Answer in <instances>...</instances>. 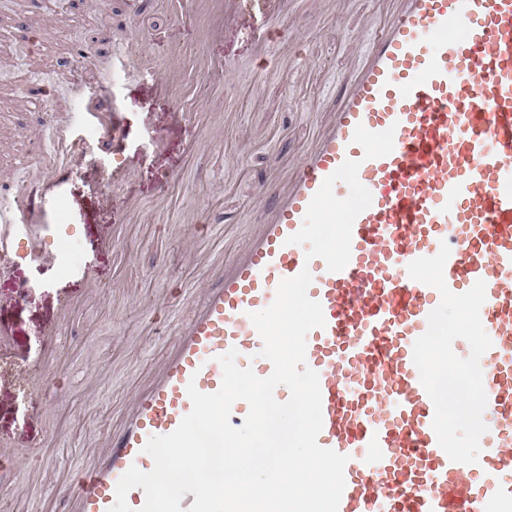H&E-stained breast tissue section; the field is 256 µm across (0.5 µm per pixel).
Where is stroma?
Returning a JSON list of instances; mask_svg holds the SVG:
<instances>
[{"label": "stroma", "mask_w": 512, "mask_h": 512, "mask_svg": "<svg viewBox=\"0 0 512 512\" xmlns=\"http://www.w3.org/2000/svg\"><path fill=\"white\" fill-rule=\"evenodd\" d=\"M386 9L382 0H349L337 20L309 13L299 0V29L276 34L278 48L263 75L245 19L204 43L203 19L176 13L170 0H0V29L9 35L0 44V175L10 177L0 196L23 190L35 198L24 171L39 159L31 129L51 140L52 114L83 111L55 71L79 41L92 56L79 62L78 82L106 85L116 112L111 137L86 128L81 147L107 171L116 160L112 144L121 142L118 160L130 174L108 196L92 190L88 174L72 176L50 218L68 225L69 237L47 240L44 254L0 270V349L45 379L32 393L14 374L0 373V512H54L47 491L90 461L106 427L160 362L169 312L190 311L184 289L203 268L187 256L185 236L210 224L231 225L224 236L229 251L259 223L253 198L272 158L294 157L310 124L331 111L366 29L376 27ZM132 37L160 65L171 47L183 48L187 107L226 113L217 134L205 140L193 122H172L175 101L134 66L104 78L115 45ZM288 46L315 59L314 71L289 66ZM204 58L224 62L227 70L200 92ZM31 79L50 89L46 111L34 110L22 93ZM197 138L201 153L186 159V142ZM179 170L185 177L173 187L176 205L161 207L157 189ZM214 180L225 186L218 198L209 188ZM130 195L145 219L128 225L119 251H108L104 242L113 224L124 221ZM21 281L30 290L20 298L15 286Z\"/></svg>", "instance_id": "1"}]
</instances>
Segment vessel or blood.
Segmentation results:
<instances>
[{"instance_id":"b4317fda","label":"vessel or blood","mask_w":512,"mask_h":512,"mask_svg":"<svg viewBox=\"0 0 512 512\" xmlns=\"http://www.w3.org/2000/svg\"><path fill=\"white\" fill-rule=\"evenodd\" d=\"M211 17L202 40L225 22L260 14L293 28L288 0H173ZM148 75L180 96L178 65ZM394 129L391 154L365 159L357 125ZM73 123L56 125L55 148L34 180L46 201L86 162ZM347 159L360 161L371 206L354 221L351 258L331 272L322 258L286 239L304 223L323 180ZM273 191H258L264 213L244 245L194 281L188 318L175 321L168 355L145 389L127 402L91 464L54 493L67 512H109L130 468L151 471L143 447L174 431L192 403L188 383L219 390L217 358L257 376L272 372L249 315L267 308L282 279L309 269L310 298L325 325L307 336L306 364L319 375L321 447L347 455L338 512H512V0H395L345 77L329 121L297 163H271ZM37 224L23 198L0 208V261L35 251ZM451 253L444 279L454 293L486 284L482 325L492 341L481 357L487 427L473 464L451 461L432 427L434 405L420 383L413 345L428 327L439 292L410 278L407 266Z\"/></svg>"}]
</instances>
